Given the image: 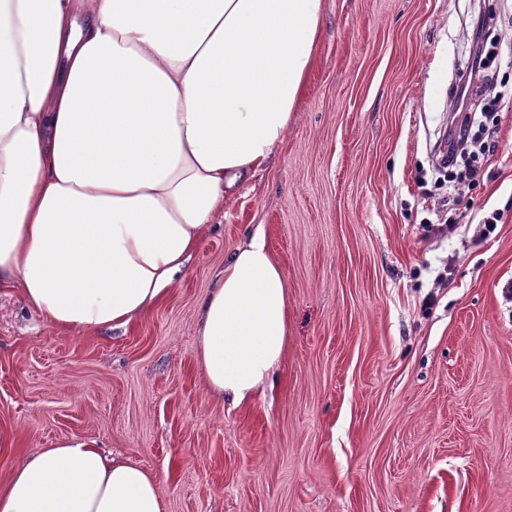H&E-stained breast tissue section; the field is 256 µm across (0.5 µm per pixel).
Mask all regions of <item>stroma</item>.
Segmentation results:
<instances>
[{"label":"stroma","mask_w":512,"mask_h":512,"mask_svg":"<svg viewBox=\"0 0 512 512\" xmlns=\"http://www.w3.org/2000/svg\"><path fill=\"white\" fill-rule=\"evenodd\" d=\"M487 9L496 148L452 192L427 170ZM215 222L120 330L55 328L0 288V490L77 438L156 472L166 512H512V0H322L284 140ZM258 225L288 347L235 406L198 366L200 302Z\"/></svg>","instance_id":"obj_1"}]
</instances>
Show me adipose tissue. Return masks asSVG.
Here are the masks:
<instances>
[{"label":"adipose tissue","mask_w":512,"mask_h":512,"mask_svg":"<svg viewBox=\"0 0 512 512\" xmlns=\"http://www.w3.org/2000/svg\"><path fill=\"white\" fill-rule=\"evenodd\" d=\"M321 0H0V288L45 323L128 326L183 272L288 130ZM198 361L232 404L273 384L288 288L262 230L201 303ZM156 473L61 440L0 512H165Z\"/></svg>","instance_id":"1"}]
</instances>
